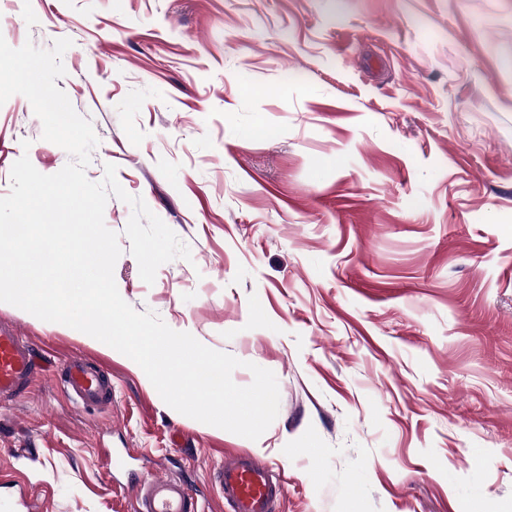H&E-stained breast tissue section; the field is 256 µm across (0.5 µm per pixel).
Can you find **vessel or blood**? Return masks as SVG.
<instances>
[{
  "instance_id": "obj_1",
  "label": "vessel or blood",
  "mask_w": 512,
  "mask_h": 512,
  "mask_svg": "<svg viewBox=\"0 0 512 512\" xmlns=\"http://www.w3.org/2000/svg\"><path fill=\"white\" fill-rule=\"evenodd\" d=\"M66 369L67 385L77 403L111 404L109 376L80 358L68 360ZM44 370V362L18 327L1 322L0 406L21 398ZM213 480L232 512H275L283 495V487L268 465L249 456L226 457ZM132 492L134 512H202L197 494L177 475L144 474L133 484Z\"/></svg>"
}]
</instances>
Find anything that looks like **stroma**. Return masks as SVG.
<instances>
[{"mask_svg": "<svg viewBox=\"0 0 512 512\" xmlns=\"http://www.w3.org/2000/svg\"><path fill=\"white\" fill-rule=\"evenodd\" d=\"M14 48L71 47L56 85L105 164L190 251L121 297L244 365L274 372L255 441L182 415L144 371L80 331L0 302L50 365L0 408V504L132 512L145 472L186 478L261 458L276 512H512V0H0ZM43 140L21 95L0 105V196ZM80 356L112 403L74 402ZM122 451L124 470L105 455Z\"/></svg>", "mask_w": 512, "mask_h": 512, "instance_id": "stroma-1", "label": "stroma"}]
</instances>
